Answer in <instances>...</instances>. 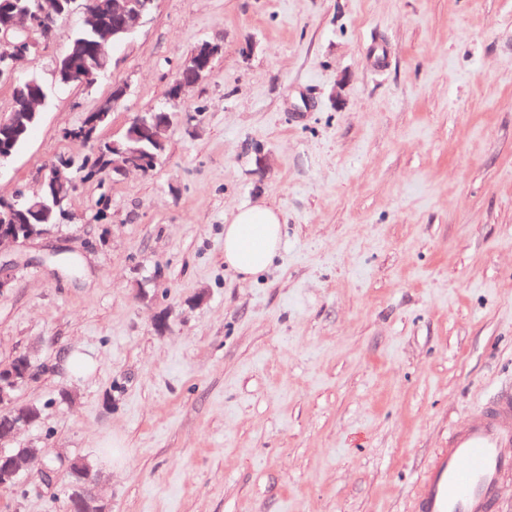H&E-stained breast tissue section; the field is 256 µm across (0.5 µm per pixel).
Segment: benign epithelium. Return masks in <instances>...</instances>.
Here are the masks:
<instances>
[{"label": "benign epithelium", "instance_id": "1", "mask_svg": "<svg viewBox=\"0 0 512 512\" xmlns=\"http://www.w3.org/2000/svg\"><path fill=\"white\" fill-rule=\"evenodd\" d=\"M155 2L156 0H112V4L109 5L112 11V26L99 30V39L93 52L97 70H106L108 48L124 41V38L132 34L136 25L153 12ZM75 3L76 0H68L70 8L60 11L55 0H42L41 13L44 21L39 22L24 13H18L12 20L0 24V47L6 49V59L0 61V78H13L20 63L31 56L40 55L54 36L56 20L72 13V5ZM222 50L223 47L217 43L206 40L198 42L175 76L169 92L170 100L180 99L205 80L211 72L212 61L222 53ZM87 57L86 48L76 46L65 57L55 60L51 71L52 81H71L76 73L77 64ZM34 85L35 82L28 78L18 79L13 83L11 112L0 118V135L4 136L8 143L15 137V129L24 116L20 108L28 106L30 115L35 116L45 102L41 95H22L24 88ZM128 89L129 85L126 83L112 88V94L102 99L97 108L83 120L84 135L77 138V141L91 148H99L101 136L96 134L97 115L113 111L127 95ZM148 117L147 112L136 114L129 120V128L125 132L112 136V159L103 167V171L121 176L133 170L148 173L153 169L158 158H145L139 149L127 145V142L137 141L144 135L158 142L166 140L171 123H151ZM76 187L77 182L70 176L68 157L60 156L47 167L38 191L32 194L21 191L10 197L1 195L0 246L21 245L50 236L51 231L48 230L38 236L27 234L22 237L20 233L23 225L19 224L18 220L26 215L34 216L45 207L44 192H49L55 200H62L71 197ZM14 387L15 372L0 368V413L10 417L8 426L0 429V458L10 461L6 468L10 478L21 477L35 467L39 470V475L48 480L53 470L43 449L24 448L15 455L13 449L5 446L6 442L29 427L26 415L11 406L12 397L9 390Z\"/></svg>", "mask_w": 512, "mask_h": 512}]
</instances>
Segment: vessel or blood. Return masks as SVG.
<instances>
[{
    "instance_id": "b4317fda",
    "label": "vessel or blood",
    "mask_w": 512,
    "mask_h": 512,
    "mask_svg": "<svg viewBox=\"0 0 512 512\" xmlns=\"http://www.w3.org/2000/svg\"><path fill=\"white\" fill-rule=\"evenodd\" d=\"M512 388L470 410L420 475L414 512H496L512 497Z\"/></svg>"
}]
</instances>
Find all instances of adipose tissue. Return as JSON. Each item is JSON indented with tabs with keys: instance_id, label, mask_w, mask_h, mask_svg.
Here are the masks:
<instances>
[{
	"instance_id": "ef3b65f1",
	"label": "adipose tissue",
	"mask_w": 512,
	"mask_h": 512,
	"mask_svg": "<svg viewBox=\"0 0 512 512\" xmlns=\"http://www.w3.org/2000/svg\"><path fill=\"white\" fill-rule=\"evenodd\" d=\"M284 217L271 206L239 208L224 226V263L241 279L265 270L278 256Z\"/></svg>"
}]
</instances>
